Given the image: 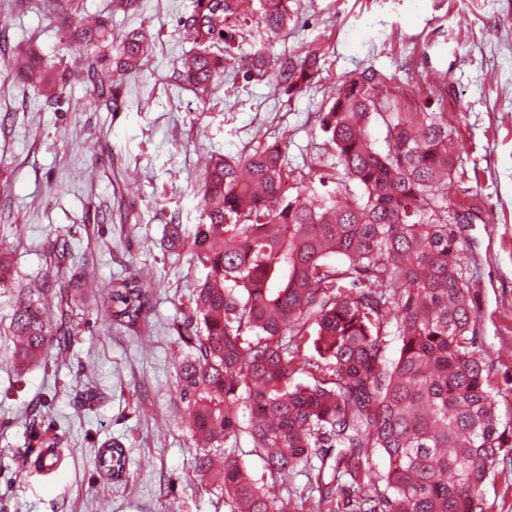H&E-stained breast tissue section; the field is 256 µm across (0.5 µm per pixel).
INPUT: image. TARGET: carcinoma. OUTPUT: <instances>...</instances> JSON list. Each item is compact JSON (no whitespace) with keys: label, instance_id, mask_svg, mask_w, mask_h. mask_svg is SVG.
Listing matches in <instances>:
<instances>
[{"label":"carcinoma","instance_id":"1","mask_svg":"<svg viewBox=\"0 0 512 512\" xmlns=\"http://www.w3.org/2000/svg\"><path fill=\"white\" fill-rule=\"evenodd\" d=\"M228 0H194L184 28L195 50L178 79L205 94L224 73ZM261 26L278 35L296 16L288 0H261ZM108 23L82 28L87 78L97 77ZM151 50L143 31L118 46L120 70ZM319 55L278 68L301 91L320 78ZM388 77L346 73L319 129L333 173L286 170L278 143L210 159L202 179L205 223L194 237L205 279L181 323L187 352L180 400L199 451L194 470L224 490L229 512H288L275 483L239 458L248 436L271 479L307 476L318 503L334 512H489L483 488L512 457V426L475 351L476 311L436 184L460 176L448 151V113L429 104L398 111L383 93ZM382 121L385 148L370 135ZM318 180L325 193L308 186ZM298 184L287 193L289 181ZM137 277L117 278L103 298L115 321L145 318ZM14 361L28 365L63 351L68 313L56 324L35 300L15 302ZM395 347V357L389 348ZM380 456L384 467L372 469ZM98 463L119 475V445Z\"/></svg>","mask_w":512,"mask_h":512}]
</instances>
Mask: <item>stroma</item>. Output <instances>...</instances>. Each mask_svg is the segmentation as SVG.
<instances>
[{
	"label": "stroma",
	"instance_id": "stroma-1",
	"mask_svg": "<svg viewBox=\"0 0 512 512\" xmlns=\"http://www.w3.org/2000/svg\"><path fill=\"white\" fill-rule=\"evenodd\" d=\"M193 0H81L113 40L142 29L152 51L139 71L105 61L99 84L81 63L75 28L44 0H0V512H227L215 483L193 470L197 444L182 420L179 326L205 267L193 246L169 249L173 226L193 236L203 221L204 159L236 154L255 136L278 142L290 169L333 162L319 131L341 76L390 77L401 107L430 102L446 112L465 175L440 187L483 220L460 222L459 262L478 310L476 351L512 420V0H293L295 27L268 37L259 0H232L224 26L233 47L207 96L181 88L173 71L193 44L183 19ZM266 50L285 62L321 56V81L298 93L274 70L249 75L240 56ZM38 58L47 84L9 65ZM149 286L150 310L134 326L112 322L102 296L113 278ZM50 278L66 289L74 339L48 363L19 366L6 334L16 298ZM125 448L118 479L102 473L100 448ZM56 448L46 471L32 460Z\"/></svg>",
	"mask_w": 512,
	"mask_h": 512
}]
</instances>
